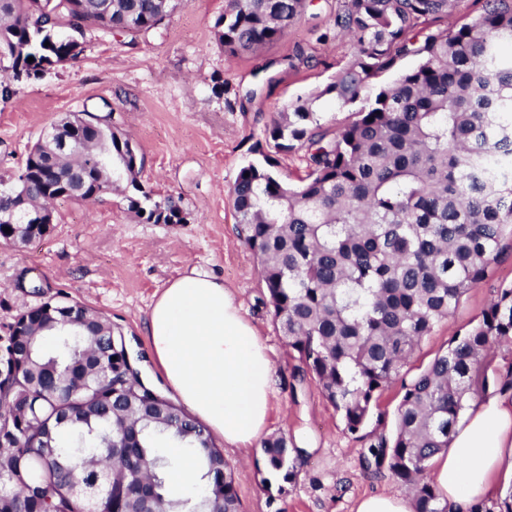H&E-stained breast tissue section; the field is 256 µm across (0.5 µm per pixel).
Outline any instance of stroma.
<instances>
[{
    "instance_id": "stroma-1",
    "label": "stroma",
    "mask_w": 512,
    "mask_h": 512,
    "mask_svg": "<svg viewBox=\"0 0 512 512\" xmlns=\"http://www.w3.org/2000/svg\"><path fill=\"white\" fill-rule=\"evenodd\" d=\"M339 7L340 0H305L282 39L231 57L215 38L224 0H182L148 33H86L77 61L52 66L0 100V183H12L52 123L95 111L106 100L113 129L128 136L142 158L138 182L154 199L178 200L186 218L182 224L145 222L129 209L121 183L91 203L55 201L53 224L42 239L25 246L0 241V324L62 295L120 327L144 369L151 346L143 326L161 290L194 268L222 278L275 371L269 434H302L311 444L297 459L295 480L281 491L263 483L261 444L225 447L240 512H355L362 497L399 490L389 472L364 469L365 448L392 434L404 383L481 319L500 286L512 283L509 247L488 279L421 342L354 434L278 332L264 305L260 260L243 241L230 190L240 169L264 152L284 178L307 174L305 149L275 153L268 141L274 121L297 98L318 96L325 130L353 120L322 94L352 60L350 39L334 24Z\"/></svg>"
}]
</instances>
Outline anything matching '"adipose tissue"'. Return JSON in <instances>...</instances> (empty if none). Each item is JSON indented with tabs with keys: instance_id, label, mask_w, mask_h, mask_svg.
Instances as JSON below:
<instances>
[{
	"instance_id": "ef3b65f1",
	"label": "adipose tissue",
	"mask_w": 512,
	"mask_h": 512,
	"mask_svg": "<svg viewBox=\"0 0 512 512\" xmlns=\"http://www.w3.org/2000/svg\"><path fill=\"white\" fill-rule=\"evenodd\" d=\"M156 368L187 413L225 444L265 432L274 392L267 349L223 281L191 270L170 281L144 324ZM432 479L448 512H470L512 478V391L477 397Z\"/></svg>"
}]
</instances>
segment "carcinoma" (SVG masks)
<instances>
[{
    "label": "carcinoma",
    "mask_w": 512,
    "mask_h": 512,
    "mask_svg": "<svg viewBox=\"0 0 512 512\" xmlns=\"http://www.w3.org/2000/svg\"><path fill=\"white\" fill-rule=\"evenodd\" d=\"M181 2L0 0V68L37 79L46 64L78 59L65 30L136 36ZM454 2L344 0L335 25L350 36L354 59L319 96L341 109L369 88L373 99L329 137L318 132L316 98H297L269 139L278 152L307 148L309 172L290 184L266 155L243 166L231 190L273 321L351 433L512 239V0H487L458 27L438 25ZM303 7L225 0L217 42L230 56L253 51L287 34ZM407 58L417 64L400 69ZM104 110L97 130L72 134L75 144L96 139L98 152L59 156L36 145L15 190L32 207L77 188L94 200L104 173L114 184L130 180L137 195L129 207L141 218L183 223L177 202L155 200L137 184V150L112 131L111 104ZM79 311L102 336L48 325L34 307L0 325V512H239L223 450L139 380L112 323ZM502 343H512V284L403 385L393 435L363 455L365 469H386L407 489L415 512H446L428 470L467 401L491 386L512 391V362L487 374L486 356ZM161 438L195 456L201 495L170 490ZM290 445L285 435L264 440L263 482L295 478Z\"/></svg>",
    "instance_id": "carcinoma-1"
}]
</instances>
